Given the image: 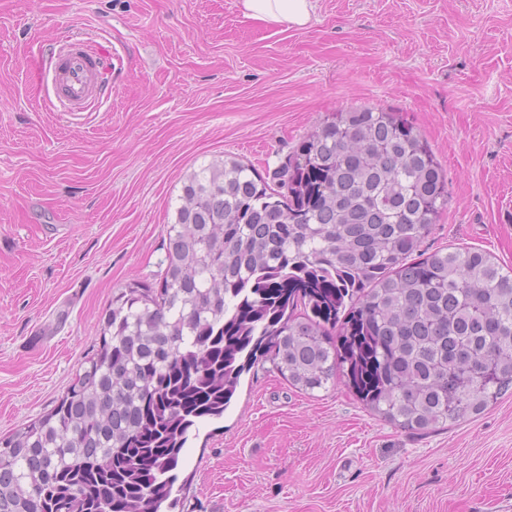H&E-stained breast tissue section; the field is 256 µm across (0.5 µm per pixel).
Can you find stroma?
<instances>
[{"instance_id":"stroma-1","label":"stroma","mask_w":512,"mask_h":512,"mask_svg":"<svg viewBox=\"0 0 512 512\" xmlns=\"http://www.w3.org/2000/svg\"><path fill=\"white\" fill-rule=\"evenodd\" d=\"M303 29L238 0H0V435L54 406L119 288L154 281L185 174L230 154L265 181L328 113L398 112L448 206L426 248L512 265V0H314ZM67 36L100 51L90 112L32 76ZM183 512H512V390L428 434L344 382L244 375L182 453Z\"/></svg>"}]
</instances>
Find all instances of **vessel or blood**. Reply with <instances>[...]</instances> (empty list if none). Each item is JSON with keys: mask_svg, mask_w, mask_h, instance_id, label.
<instances>
[{"mask_svg": "<svg viewBox=\"0 0 512 512\" xmlns=\"http://www.w3.org/2000/svg\"><path fill=\"white\" fill-rule=\"evenodd\" d=\"M40 79L50 86L48 104L61 112L89 111L103 96L96 51L80 39L59 43Z\"/></svg>", "mask_w": 512, "mask_h": 512, "instance_id": "obj_1", "label": "vessel or blood"}]
</instances>
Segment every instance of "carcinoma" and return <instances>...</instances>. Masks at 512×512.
I'll return each mask as SVG.
<instances>
[{"label": "carcinoma", "instance_id": "obj_1", "mask_svg": "<svg viewBox=\"0 0 512 512\" xmlns=\"http://www.w3.org/2000/svg\"><path fill=\"white\" fill-rule=\"evenodd\" d=\"M277 176L231 155L185 176L160 280L119 289L88 366L0 436V512H174L188 433L267 363L421 434L512 389V266L423 247L448 183L412 125L334 112Z\"/></svg>", "mask_w": 512, "mask_h": 512}]
</instances>
